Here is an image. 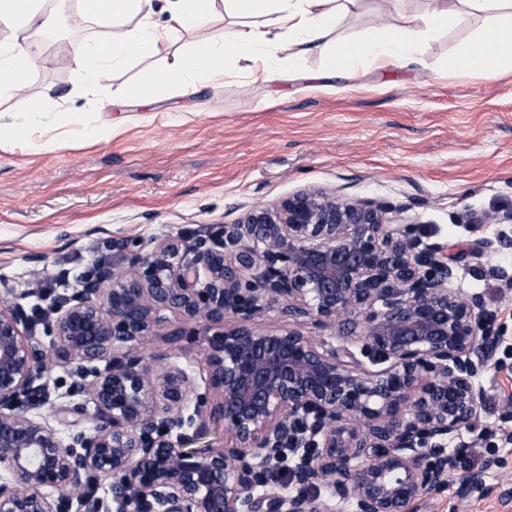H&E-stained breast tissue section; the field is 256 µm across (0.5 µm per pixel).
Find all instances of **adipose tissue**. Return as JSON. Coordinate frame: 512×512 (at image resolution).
<instances>
[{
    "mask_svg": "<svg viewBox=\"0 0 512 512\" xmlns=\"http://www.w3.org/2000/svg\"><path fill=\"white\" fill-rule=\"evenodd\" d=\"M165 22L154 18V0H81L83 12L107 28L105 36L74 47L70 63L84 89L99 86L109 70L130 57H152L171 44L174 33L204 24L216 5H223L226 25L222 37L202 42L191 52H173L163 72H146L135 99H144L151 87L170 82L190 90L202 79L220 78L217 63L231 54L241 73L270 80L308 76L305 54L320 49L322 75L343 73L356 77L363 60L375 69L403 67L418 58L427 36L454 29L460 15L483 14L489 23L484 33L461 42L448 60L452 72H477L495 78L504 63L512 61V0H430L429 8L408 15L402 26L382 31L363 42L345 45L327 42L338 21L360 9L363 0H165ZM53 24L43 16L39 0H0V26L11 40L0 43V67L10 69V84L0 95L15 96L13 136L27 135L39 125V105L20 96L30 75L42 34Z\"/></svg>",
    "mask_w": 512,
    "mask_h": 512,
    "instance_id": "ef3b65f1",
    "label": "adipose tissue"
}]
</instances>
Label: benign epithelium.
<instances>
[{
    "instance_id": "benign-epithelium-1",
    "label": "benign epithelium",
    "mask_w": 512,
    "mask_h": 512,
    "mask_svg": "<svg viewBox=\"0 0 512 512\" xmlns=\"http://www.w3.org/2000/svg\"><path fill=\"white\" fill-rule=\"evenodd\" d=\"M402 214L302 190L150 250L114 240L126 266L100 261L43 306L3 285L0 512H405L440 490L494 333L444 246ZM277 305L294 324L259 328ZM200 321L203 390L179 350L150 346ZM54 358L68 380H51ZM208 422L219 449L187 447Z\"/></svg>"
}]
</instances>
